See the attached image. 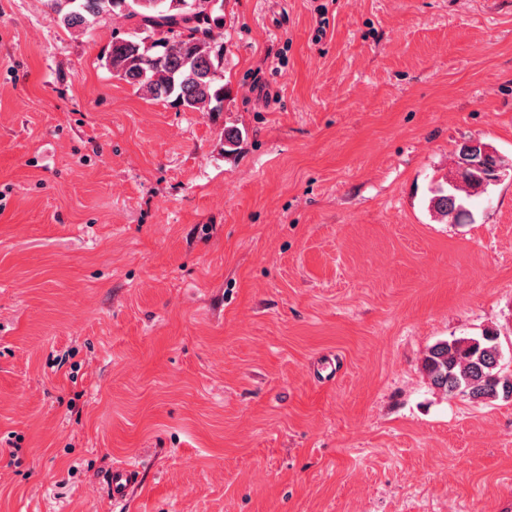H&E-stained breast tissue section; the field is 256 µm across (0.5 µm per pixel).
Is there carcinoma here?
Instances as JSON below:
<instances>
[{"label":"carcinoma","mask_w":512,"mask_h":512,"mask_svg":"<svg viewBox=\"0 0 512 512\" xmlns=\"http://www.w3.org/2000/svg\"><path fill=\"white\" fill-rule=\"evenodd\" d=\"M199 0H47L64 26L82 30L103 16L131 23L115 36L105 56L112 75L146 99L169 102L189 112H220L227 96L223 83L224 47L214 30L223 17L195 7ZM433 207L459 222L469 216L456 185L434 190ZM500 349L490 332L480 337L440 341L428 349L423 370L430 385L486 405L512 397V381L501 375Z\"/></svg>","instance_id":"1"}]
</instances>
